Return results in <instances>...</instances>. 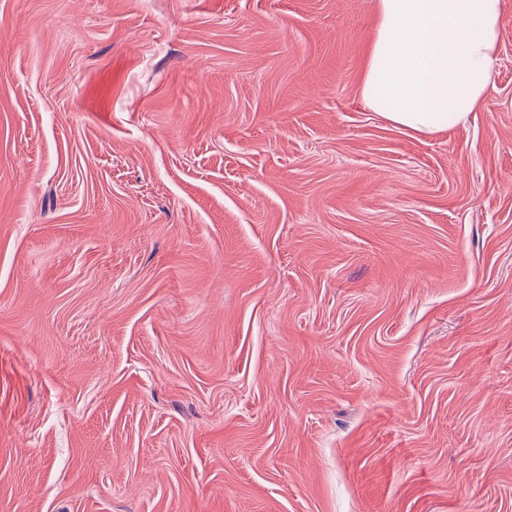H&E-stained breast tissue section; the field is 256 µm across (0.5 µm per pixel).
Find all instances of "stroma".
I'll return each instance as SVG.
<instances>
[{
	"label": "stroma",
	"instance_id": "obj_1",
	"mask_svg": "<svg viewBox=\"0 0 512 512\" xmlns=\"http://www.w3.org/2000/svg\"><path fill=\"white\" fill-rule=\"evenodd\" d=\"M375 0H0V512H512V0L414 135Z\"/></svg>",
	"mask_w": 512,
	"mask_h": 512
}]
</instances>
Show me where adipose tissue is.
I'll list each match as a JSON object with an SVG mask.
<instances>
[{
	"label": "adipose tissue",
	"instance_id": "1",
	"mask_svg": "<svg viewBox=\"0 0 512 512\" xmlns=\"http://www.w3.org/2000/svg\"><path fill=\"white\" fill-rule=\"evenodd\" d=\"M506 0H375L360 85L364 106L394 127L438 134L483 102L504 36Z\"/></svg>",
	"mask_w": 512,
	"mask_h": 512
}]
</instances>
